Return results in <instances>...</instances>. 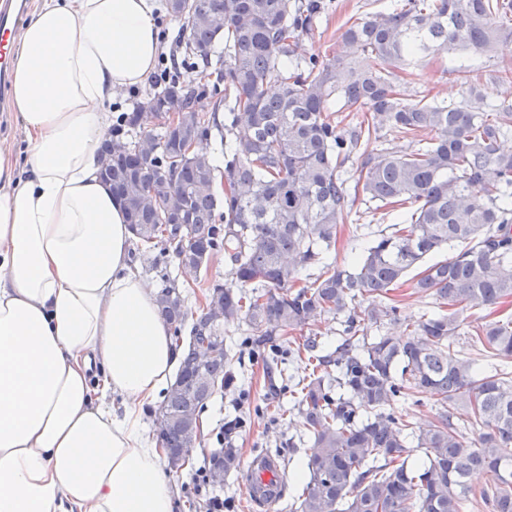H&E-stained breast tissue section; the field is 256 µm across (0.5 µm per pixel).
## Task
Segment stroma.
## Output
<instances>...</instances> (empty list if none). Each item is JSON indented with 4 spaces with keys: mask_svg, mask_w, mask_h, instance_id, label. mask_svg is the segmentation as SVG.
Masks as SVG:
<instances>
[{
    "mask_svg": "<svg viewBox=\"0 0 512 512\" xmlns=\"http://www.w3.org/2000/svg\"><path fill=\"white\" fill-rule=\"evenodd\" d=\"M393 0H323L325 10L316 27L301 36L299 51L303 56L325 58L338 47L341 27L351 14H365L387 10ZM464 64L482 71L480 90L486 103L512 100V78L498 79L492 71L502 68L501 59H494L492 68L485 69L478 58L469 55L438 56L424 61L407 78L406 91L412 98L456 101L462 95L463 84L453 72L454 66ZM395 221L394 212L370 209L357 205L354 214L342 227L329 256L337 265H350L366 243V233L386 228ZM400 320L383 322L381 327H368V335L384 332L402 335L406 323L430 311L428 297L418 293L412 284L400 289ZM247 334L244 323L225 325L224 338L232 348L226 371L230 384L217 393L208 404L204 415V439L193 449L192 466L176 471L174 512H207L214 499L224 502V512H252L249 497L238 475H230L223 486H196L194 478L204 467V458L221 448L219 433L227 420L241 418L243 426L235 437L243 460H250L253 451L261 448L277 450L283 460V477L291 489L297 488L305 476L303 460L310 451V443L293 408L294 400L286 389L288 380L304 376L306 364L293 355L282 354L278 363L279 376L267 378V362L261 353L243 346Z\"/></svg>",
    "mask_w": 512,
    "mask_h": 512,
    "instance_id": "stroma-1",
    "label": "stroma"
}]
</instances>
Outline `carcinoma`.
<instances>
[{"instance_id": "obj_1", "label": "carcinoma", "mask_w": 512, "mask_h": 512, "mask_svg": "<svg viewBox=\"0 0 512 512\" xmlns=\"http://www.w3.org/2000/svg\"><path fill=\"white\" fill-rule=\"evenodd\" d=\"M324 8L321 0H167L182 21L174 54L215 77L199 85L177 75L118 117L99 153L101 173L120 199L137 243L156 249V306L181 348L175 382L154 411V432L167 460L190 461L208 402L230 379L224 325L246 323L253 347L295 343L293 333L326 314L345 317L336 347L325 353L311 331L297 344L312 372L290 385L311 440L309 479L295 492V512H467L469 477L488 476L482 496L491 512H512V315L467 331L482 358L453 349L476 305L512 304V102L484 103L477 83L456 102L412 99L399 73L441 53L495 58L512 47V0H397L391 10L344 24L341 50L319 62L298 54L299 38ZM361 50L382 66L350 57ZM214 99L210 112L198 108ZM234 106L219 121V106ZM179 98L182 129L162 108ZM370 113L340 125L333 112ZM158 129L148 130L152 119ZM389 127L420 139L396 154L369 148ZM224 128L222 194L211 158L190 147ZM357 162L361 194L377 208L399 207L404 220L373 233L348 270L326 261L338 225L351 213L342 171ZM453 254L414 276L434 310L403 336L361 333L399 319L390 291L425 256ZM231 262L237 288L219 282L188 306L172 264ZM319 274L305 280L303 270ZM368 305L357 309L356 301ZM426 392L437 409L427 421H399L393 404ZM461 405L483 428L471 440L448 413ZM206 471L229 476L242 461L233 438ZM425 458L411 460V444Z\"/></svg>"}]
</instances>
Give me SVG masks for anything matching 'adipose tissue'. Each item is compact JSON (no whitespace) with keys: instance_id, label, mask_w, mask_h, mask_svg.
Returning a JSON list of instances; mask_svg holds the SVG:
<instances>
[{"instance_id":"1","label":"adipose tissue","mask_w":512,"mask_h":512,"mask_svg":"<svg viewBox=\"0 0 512 512\" xmlns=\"http://www.w3.org/2000/svg\"><path fill=\"white\" fill-rule=\"evenodd\" d=\"M159 0H34L0 149V512H172L146 434L179 359L98 143L160 53ZM1 138H7L14 144L22 138L20 121L15 117V113L10 105L9 90L5 99H0V141Z\"/></svg>"}]
</instances>
